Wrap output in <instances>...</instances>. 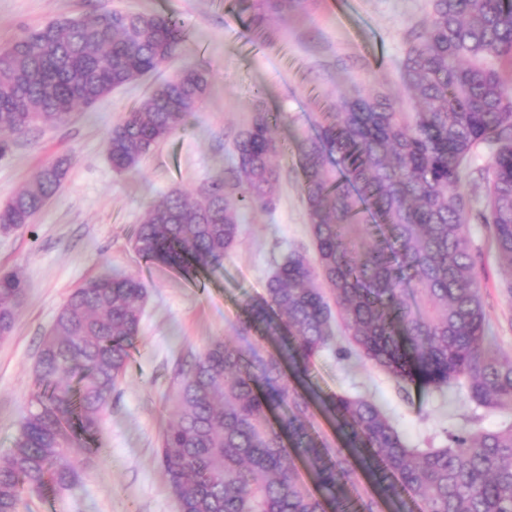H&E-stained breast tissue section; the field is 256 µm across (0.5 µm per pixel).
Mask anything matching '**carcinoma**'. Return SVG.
<instances>
[{
    "label": "carcinoma",
    "instance_id": "1",
    "mask_svg": "<svg viewBox=\"0 0 512 512\" xmlns=\"http://www.w3.org/2000/svg\"><path fill=\"white\" fill-rule=\"evenodd\" d=\"M401 63L406 97L359 91L316 113L299 141L311 241L291 249L244 305L234 341L215 340L182 372L158 463L180 512H350L348 487L367 477L396 512H512V423L449 433L438 448L408 444L369 397L310 387L316 360L387 373L399 387L438 392L465 383L489 410H512V356L495 342L470 237L486 226L512 297V0H430ZM300 0H262L251 27ZM186 37L173 15L119 9L30 28L0 46V158L39 123L63 124L112 90L159 69ZM210 87L202 64L149 88L116 123L107 155L138 168L186 126ZM281 114L258 107L232 143L224 176L193 196L173 190L150 205L131 245L195 278L221 262L241 225L275 208L285 145ZM488 152L486 198L461 185L475 151ZM67 160L44 165L0 208V230L26 225L62 185ZM26 285L0 272V339L12 332ZM147 288L101 273L75 289L44 337L35 390L12 448L0 455V512L26 494L73 489V449L92 442L139 339ZM334 420L342 447L313 426ZM310 473H296L295 462Z\"/></svg>",
    "mask_w": 512,
    "mask_h": 512
}]
</instances>
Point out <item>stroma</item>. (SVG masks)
<instances>
[{
  "instance_id": "35a3bbf8",
  "label": "stroma",
  "mask_w": 512,
  "mask_h": 512,
  "mask_svg": "<svg viewBox=\"0 0 512 512\" xmlns=\"http://www.w3.org/2000/svg\"><path fill=\"white\" fill-rule=\"evenodd\" d=\"M113 9L168 14L187 36L176 57L156 73L113 91L62 125L37 126L17 138L0 160V204L28 184L42 165L70 158L60 189L31 224L0 233V272L17 271L26 294L10 336L0 340V454L12 448L34 389L41 342L69 294L104 270L139 277L148 290L139 340L112 396L97 436L98 454L77 449L80 485L26 497L20 512H178L157 464L162 434L172 419V397L182 366L212 341L234 334L243 303L263 295L273 260L293 245L309 246L295 146L318 112L339 97L380 88L404 93L401 61L410 32L420 27L429 0H304L272 18L266 40L250 28L243 0H0V45L25 29L60 18ZM211 70V91L190 125L157 145L133 172H118L106 151L112 126L151 85L189 64ZM282 115L277 206L252 214L239 244L197 279L163 262H144L131 235L146 208L172 189L192 194L220 175L227 149L256 103ZM483 274V301L498 344L512 354V298L484 225L471 224ZM312 387L372 395L383 402L414 447H440L445 431L470 419L495 430L512 415L478 407L464 384L447 396L409 385L398 388L375 369H353L327 352Z\"/></svg>"
}]
</instances>
